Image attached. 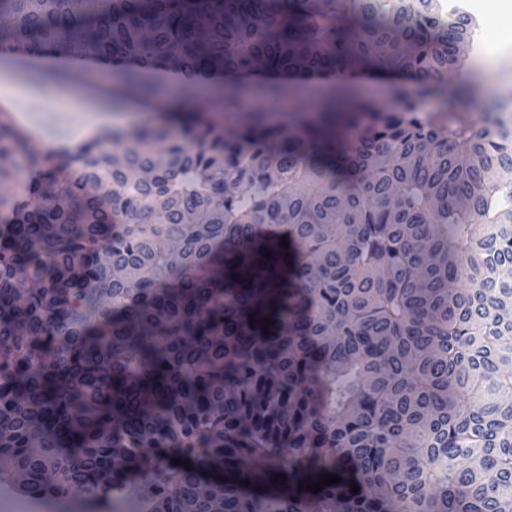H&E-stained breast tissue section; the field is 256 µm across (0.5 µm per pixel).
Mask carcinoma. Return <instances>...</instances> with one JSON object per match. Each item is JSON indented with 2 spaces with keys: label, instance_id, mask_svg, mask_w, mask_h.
Segmentation results:
<instances>
[{
  "label": "carcinoma",
  "instance_id": "obj_1",
  "mask_svg": "<svg viewBox=\"0 0 512 512\" xmlns=\"http://www.w3.org/2000/svg\"><path fill=\"white\" fill-rule=\"evenodd\" d=\"M470 24L436 0H0V55L93 61L119 97L152 74L442 94ZM345 111L349 140L163 118L63 162L0 124V182L36 173L0 195V484L69 502L146 473L149 512H512V129Z\"/></svg>",
  "mask_w": 512,
  "mask_h": 512
}]
</instances>
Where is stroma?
<instances>
[{
	"mask_svg": "<svg viewBox=\"0 0 512 512\" xmlns=\"http://www.w3.org/2000/svg\"><path fill=\"white\" fill-rule=\"evenodd\" d=\"M443 9L457 6L472 18L473 36L462 50V69L455 78L464 85V95H433L423 99L425 111L436 112L454 106L468 112L474 119H483L496 110L499 98L512 95V0H439ZM503 52L499 70L483 68L488 53ZM115 76L91 69H65L56 72L0 62V88L16 86L24 89L22 107L39 129L42 150H50L75 139L88 138L112 129H126L157 121L156 105L168 103L170 90L155 84L152 109L128 110L126 102L112 98ZM409 82L360 79L341 85L322 81L288 83L277 97L256 94L242 96V105L235 112L215 109L224 95L223 83L205 85L201 94L191 95V114L217 124L239 126L251 122L258 113L276 115L289 125L298 126L313 119L338 92L351 94L355 101L391 110L399 106L404 94L413 92Z\"/></svg>",
	"mask_w": 512,
	"mask_h": 512,
	"instance_id": "obj_1",
	"label": "stroma"
}]
</instances>
